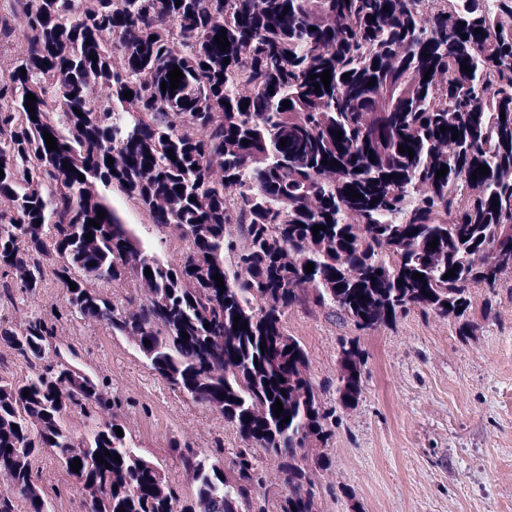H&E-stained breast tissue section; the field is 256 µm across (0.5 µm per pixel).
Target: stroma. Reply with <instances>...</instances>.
<instances>
[{"instance_id": "stroma-1", "label": "stroma", "mask_w": 512, "mask_h": 512, "mask_svg": "<svg viewBox=\"0 0 512 512\" xmlns=\"http://www.w3.org/2000/svg\"><path fill=\"white\" fill-rule=\"evenodd\" d=\"M104 195L146 248L179 262L184 244L173 229L154 224L119 186ZM470 297L458 318L414 310L366 331L332 308L288 310L285 328L304 346L323 402L336 409L326 448L332 465L308 467L317 512H512V274L492 289L471 287ZM36 317L55 324L54 345L99 379L140 455L183 491L191 483L170 438L227 459L242 447L220 414L167 384L131 340L70 313L60 286L19 290L13 304L0 306V323L20 327ZM346 339L357 341L365 360L351 408L336 395ZM33 476L47 512H88L54 455H40Z\"/></svg>"}]
</instances>
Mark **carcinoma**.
Listing matches in <instances>:
<instances>
[{"instance_id":"carcinoma-1","label":"carcinoma","mask_w":512,"mask_h":512,"mask_svg":"<svg viewBox=\"0 0 512 512\" xmlns=\"http://www.w3.org/2000/svg\"><path fill=\"white\" fill-rule=\"evenodd\" d=\"M456 3L450 12H427L424 0L0 8V48L16 45L0 75V198L10 202L0 208V305L13 298L14 272L29 294L60 285L70 312L135 340L163 380L247 443L226 463L170 440L197 474L189 495L116 434V413L77 454L68 418L115 401L52 349L54 325L0 324V347L32 369L21 380L0 376V469L27 512H44L30 460L46 451L81 484L89 512H195L202 500L212 512H316L306 461L331 466L323 448L336 411L285 329L288 309L334 307L360 330L412 309L461 317L471 286L492 288L512 271V0ZM223 29L224 51L214 40ZM176 66L184 77L165 93ZM325 70L329 89L317 91ZM45 130L58 149L47 150ZM481 165L488 174L472 179ZM112 184L174 227L187 243L179 263L144 248L100 195ZM315 225L326 230L315 237ZM128 278L150 292L130 316L96 289ZM237 315L248 328H233ZM363 366L358 345L342 341L336 392L345 408L362 392ZM257 448L280 460L284 492L271 493ZM106 450V463L96 461Z\"/></svg>"}]
</instances>
